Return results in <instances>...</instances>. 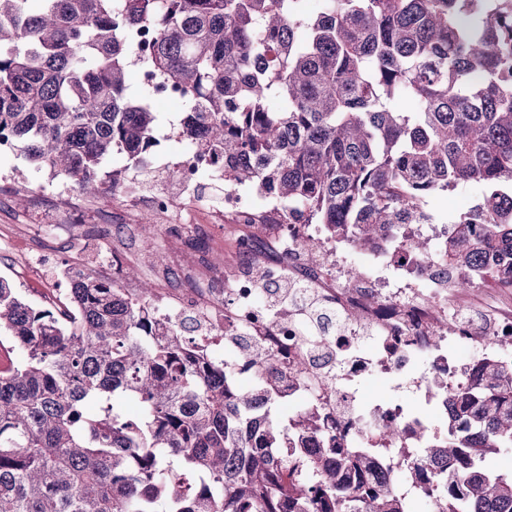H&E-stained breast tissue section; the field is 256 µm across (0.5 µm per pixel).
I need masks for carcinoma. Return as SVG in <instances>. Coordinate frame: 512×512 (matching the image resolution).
I'll list each match as a JSON object with an SVG mask.
<instances>
[{
    "mask_svg": "<svg viewBox=\"0 0 512 512\" xmlns=\"http://www.w3.org/2000/svg\"><path fill=\"white\" fill-rule=\"evenodd\" d=\"M165 2L0 0V139L86 197L120 187L158 146L152 92L128 93L139 63L180 87L175 135L224 163V188L269 191L340 241L425 253L399 226L477 185L448 266L460 286L512 277V0ZM115 153L129 164L106 179ZM66 300L36 308L0 278V512H407L317 411L276 424L278 395L192 349L199 318L156 339L152 289L133 300L89 270ZM300 307L312 337L340 319ZM274 362L256 347L249 365ZM473 373L448 394V434L399 467L435 512H512V476L485 465L512 448V361L479 357Z\"/></svg>",
    "mask_w": 512,
    "mask_h": 512,
    "instance_id": "cac0c4a2",
    "label": "carcinoma"
}]
</instances>
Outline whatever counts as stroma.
<instances>
[{"label":"stroma","mask_w":512,"mask_h":512,"mask_svg":"<svg viewBox=\"0 0 512 512\" xmlns=\"http://www.w3.org/2000/svg\"><path fill=\"white\" fill-rule=\"evenodd\" d=\"M0 177L22 185V192L0 194V226L14 229L18 234L13 249L31 261L43 279L56 273L53 257L59 253L83 258L87 268L99 270L103 263L119 267L121 286H143L144 266L157 259L178 257L183 264L196 260V251L207 240L222 237L232 240L231 227L212 224L205 208L206 199L217 189L209 178L203 177L194 191L195 203L165 215L149 210H131L123 194L92 200L81 215L79 224L60 238H48L31 233L30 227L47 221V213L35 210L31 189L45 184L47 172L37 169L25 158L14 153L0 155ZM480 194L479 187L465 186L453 191L439 192L430 198L428 210L435 223L453 220L473 205ZM154 225L153 234L142 231L143 225ZM180 224L183 236L170 234L169 227ZM460 299L453 312L473 316L475 327H482L485 317L497 316L512 309V290L472 286L460 289Z\"/></svg>","instance_id":"1"}]
</instances>
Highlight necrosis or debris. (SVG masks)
<instances>
[{"label": "necrosis or debris", "mask_w": 512, "mask_h": 512, "mask_svg": "<svg viewBox=\"0 0 512 512\" xmlns=\"http://www.w3.org/2000/svg\"><path fill=\"white\" fill-rule=\"evenodd\" d=\"M195 158L196 148L188 144L164 168L176 172L177 183L187 190L204 172L223 181L221 163L201 166ZM208 209L217 224L247 226L236 252L260 270V277L204 259L190 269L157 265L146 273L156 295L178 286L194 308L204 310L215 288H224V327L202 321L196 344L216 360L225 347L238 346L243 335L265 344L277 355L273 372L248 374L247 358L240 353L233 359V373L250 375L252 386L277 392L288 402L320 410L337 447L370 449L369 459L379 473H390L397 460L421 455L431 429L427 419L400 399L362 400L358 388L363 382L410 375L421 405L446 415L449 391L466 387L471 379L461 351L480 347L494 357L497 341L512 342V315L497 316L483 335L472 324L449 317L448 226H430L425 254L396 255L351 242L338 244L319 224L289 223L287 210L269 194L259 198L248 189H231ZM285 276L310 285L349 318L347 328L322 340L333 366L314 359L299 365L296 352L305 337L295 311L263 301L262 282ZM388 427L397 428L398 436L380 444L379 433Z\"/></svg>", "instance_id": "obj_1"}]
</instances>
